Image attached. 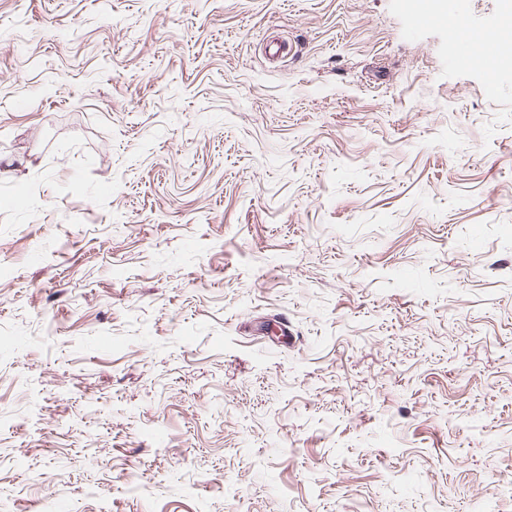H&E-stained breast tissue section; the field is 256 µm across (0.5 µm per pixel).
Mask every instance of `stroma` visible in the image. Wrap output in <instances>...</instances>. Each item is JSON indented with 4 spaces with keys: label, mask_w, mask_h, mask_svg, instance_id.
Masks as SVG:
<instances>
[{
    "label": "stroma",
    "mask_w": 512,
    "mask_h": 512,
    "mask_svg": "<svg viewBox=\"0 0 512 512\" xmlns=\"http://www.w3.org/2000/svg\"><path fill=\"white\" fill-rule=\"evenodd\" d=\"M467 53L415 0H0V512H512Z\"/></svg>",
    "instance_id": "stroma-1"
}]
</instances>
